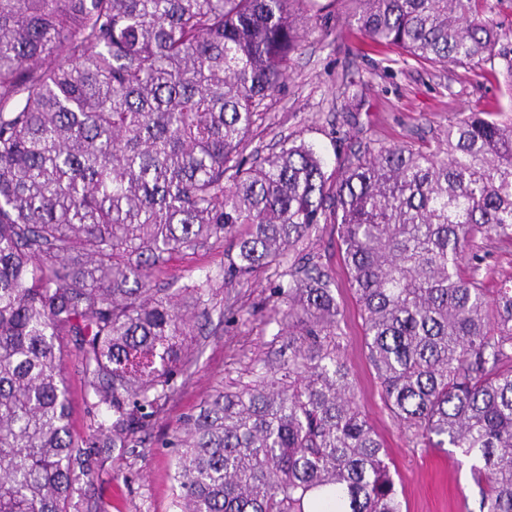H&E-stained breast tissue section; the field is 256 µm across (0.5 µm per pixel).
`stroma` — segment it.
<instances>
[{
  "label": "stroma",
  "instance_id": "1",
  "mask_svg": "<svg viewBox=\"0 0 512 512\" xmlns=\"http://www.w3.org/2000/svg\"><path fill=\"white\" fill-rule=\"evenodd\" d=\"M319 9L298 15L301 42L288 77L271 102L252 147L266 151L285 138L312 145L327 175H335L345 152L363 139L372 146L425 147L445 138L449 121L462 112H488L505 105L504 87L486 68H438L403 60L399 50L372 43L352 16L354 0H319ZM357 105H350V98ZM316 248L336 278V298L344 315L345 357L356 381L362 409L388 450L397 473L402 512H479L480 492L470 464L460 455L418 447L410 432L389 416L374 372L364 353V325L348 287L340 241L333 228L321 232ZM224 247L194 255L178 254L168 263L173 281L219 271ZM273 270L248 287H230L238 299L234 316L212 315L201 337L202 355L191 376L165 405L133 452L108 458L83 478L78 512H176L172 434L186 414L198 410L217 381L232 384L244 369L273 348L274 327L265 323ZM64 372L71 400V428L81 435L90 423L85 401L87 379L76 355Z\"/></svg>",
  "mask_w": 512,
  "mask_h": 512
}]
</instances>
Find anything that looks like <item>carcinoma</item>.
<instances>
[{
  "label": "carcinoma",
  "mask_w": 512,
  "mask_h": 512,
  "mask_svg": "<svg viewBox=\"0 0 512 512\" xmlns=\"http://www.w3.org/2000/svg\"><path fill=\"white\" fill-rule=\"evenodd\" d=\"M303 0H0V512H70L95 456L133 447L201 354L221 288L271 267L273 356L220 381L171 445L178 512H401L356 400L336 228L392 420L457 449L480 512H512V120L463 114L435 147L245 155L300 45ZM376 44L484 65L512 112V0H356ZM224 243V274L176 288L172 255ZM92 419L73 434L68 347ZM484 288L492 296L502 280L512 277V247L493 249L483 265Z\"/></svg>",
  "instance_id": "1"
}]
</instances>
